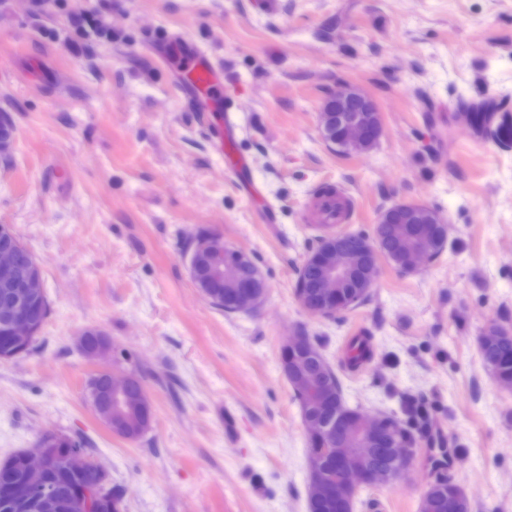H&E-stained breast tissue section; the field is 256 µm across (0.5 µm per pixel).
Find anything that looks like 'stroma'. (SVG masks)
<instances>
[{"label": "stroma", "mask_w": 512, "mask_h": 512, "mask_svg": "<svg viewBox=\"0 0 512 512\" xmlns=\"http://www.w3.org/2000/svg\"><path fill=\"white\" fill-rule=\"evenodd\" d=\"M173 32L223 63L225 105L251 118L240 176L152 48ZM344 83L382 114L378 145L357 156L319 129ZM477 105L512 113V0H0L14 135L0 224L40 263L51 307L29 351L0 360V460L51 431L81 440L123 512H308L306 432L279 360L298 333L350 405L429 435L354 512H420L434 439L471 512H512V389L480 351L491 324L512 326V148L460 121ZM324 184L346 189L366 235L392 205L436 210L444 251L411 273L381 264L355 309L305 313L295 280L320 233L304 207ZM204 229L258 265L256 310H220L192 283L186 253ZM87 328L145 386L154 419L138 441L91 409ZM355 332L374 350L352 370Z\"/></svg>", "instance_id": "1"}]
</instances>
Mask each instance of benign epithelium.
Here are the masks:
<instances>
[{
    "instance_id": "7a95c632",
    "label": "benign epithelium",
    "mask_w": 512,
    "mask_h": 512,
    "mask_svg": "<svg viewBox=\"0 0 512 512\" xmlns=\"http://www.w3.org/2000/svg\"><path fill=\"white\" fill-rule=\"evenodd\" d=\"M322 137L329 144L339 145L349 154L362 152L369 141H379L383 134L381 115L375 101L361 89L342 85L324 102L319 114ZM13 144L12 129L0 117V156L7 155ZM224 239L214 233L197 235L188 255L190 278H195L197 258L206 255L210 270L226 271L235 276V309L239 312L256 308L261 301L257 287L237 276V267L225 262ZM315 260L322 272L313 292L296 296L306 312L329 317L345 310L339 288L350 276L347 251L341 236L332 231L320 239L318 248L309 253L303 263ZM0 314L3 315V339L15 344H27L35 335V325L41 317L39 302L45 297L43 271L36 260L17 241L11 225H0ZM305 337L295 336L282 345L286 358L282 371L291 375L307 402L325 405L331 394L328 385L297 369V349ZM79 347L87 363L98 366L88 390L89 402L97 417L116 435L128 438L148 429L152 407L143 382L132 373L119 374L104 364L111 348L107 333L98 328L83 331ZM307 440L316 443L309 461L308 500L333 495L348 500L364 485L379 486L394 480L410 463L411 453L399 448L395 438L386 430L382 419L363 415L356 422L338 413L327 423L307 416L304 419ZM344 447H336V443ZM391 453L393 468L375 469L367 459L380 450ZM336 456V472L324 471L318 457ZM24 478L12 482L5 497L12 512H49L55 507L56 490L48 475L58 467L84 476L78 491V507L82 512H102L105 501L101 479L103 470L97 461L83 451L47 435L32 447L21 452Z\"/></svg>"
}]
</instances>
